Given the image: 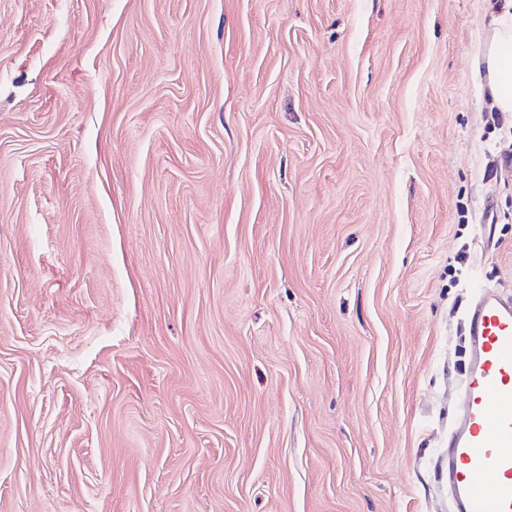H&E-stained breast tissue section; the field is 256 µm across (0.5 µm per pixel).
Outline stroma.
Masks as SVG:
<instances>
[{
    "label": "stroma",
    "instance_id": "1",
    "mask_svg": "<svg viewBox=\"0 0 512 512\" xmlns=\"http://www.w3.org/2000/svg\"><path fill=\"white\" fill-rule=\"evenodd\" d=\"M507 8L0 0V512H451ZM493 35L475 68V77L500 112H512V14L492 20Z\"/></svg>",
    "mask_w": 512,
    "mask_h": 512
}]
</instances>
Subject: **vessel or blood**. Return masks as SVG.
<instances>
[{
    "label": "vessel or blood",
    "instance_id": "obj_1",
    "mask_svg": "<svg viewBox=\"0 0 512 512\" xmlns=\"http://www.w3.org/2000/svg\"><path fill=\"white\" fill-rule=\"evenodd\" d=\"M466 402L448 443L454 512H512V300L478 293Z\"/></svg>",
    "mask_w": 512,
    "mask_h": 512
}]
</instances>
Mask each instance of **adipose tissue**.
I'll return each mask as SVG.
<instances>
[{
  "label": "adipose tissue",
  "instance_id": "obj_1",
  "mask_svg": "<svg viewBox=\"0 0 512 512\" xmlns=\"http://www.w3.org/2000/svg\"><path fill=\"white\" fill-rule=\"evenodd\" d=\"M493 35L475 68V77L499 111L512 112V14L492 20Z\"/></svg>",
  "mask_w": 512,
  "mask_h": 512
}]
</instances>
